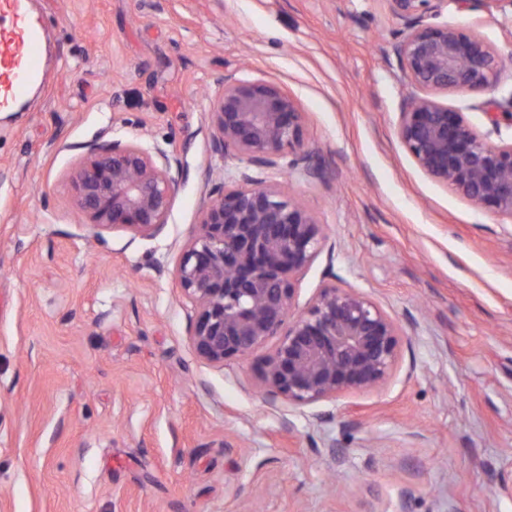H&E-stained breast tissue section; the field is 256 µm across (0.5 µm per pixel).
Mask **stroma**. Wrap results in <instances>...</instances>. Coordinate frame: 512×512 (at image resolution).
Wrapping results in <instances>:
<instances>
[{
  "instance_id": "1",
  "label": "stroma",
  "mask_w": 512,
  "mask_h": 512,
  "mask_svg": "<svg viewBox=\"0 0 512 512\" xmlns=\"http://www.w3.org/2000/svg\"><path fill=\"white\" fill-rule=\"evenodd\" d=\"M46 92L0 112V512H512V220L414 164L386 0H35ZM441 19L503 59L498 84L439 99L493 143L512 100V0H450ZM232 75L295 99L312 177L216 148ZM180 164L153 239L89 224L69 179L93 143ZM286 180L326 246L296 285L359 288L401 331L381 388L299 407L266 397L264 345L197 359L175 277L210 189Z\"/></svg>"
}]
</instances>
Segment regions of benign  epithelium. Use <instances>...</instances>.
Returning a JSON list of instances; mask_svg holds the SVG:
<instances>
[{"label": "benign epithelium", "mask_w": 512, "mask_h": 512, "mask_svg": "<svg viewBox=\"0 0 512 512\" xmlns=\"http://www.w3.org/2000/svg\"><path fill=\"white\" fill-rule=\"evenodd\" d=\"M403 26L393 46L409 88L396 136L430 179L474 206L512 220V142L491 143L441 93L496 85L499 54L478 34L437 21L448 0H387ZM220 150L249 165L315 175L303 112L278 84L226 77L213 112ZM177 177L170 156L138 142L93 144L70 179L79 213L99 228L159 236ZM326 243L323 225L280 182L243 173L224 178L175 276L193 306L197 358L222 365L277 344L259 368V387L296 406L368 392L391 376L400 353L395 320L366 294L328 282L295 312L296 284Z\"/></svg>", "instance_id": "obj_1"}]
</instances>
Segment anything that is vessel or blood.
<instances>
[{
  "label": "vessel or blood",
  "mask_w": 512,
  "mask_h": 512,
  "mask_svg": "<svg viewBox=\"0 0 512 512\" xmlns=\"http://www.w3.org/2000/svg\"><path fill=\"white\" fill-rule=\"evenodd\" d=\"M46 26L31 0H0V112L46 90Z\"/></svg>",
  "instance_id": "1"
}]
</instances>
